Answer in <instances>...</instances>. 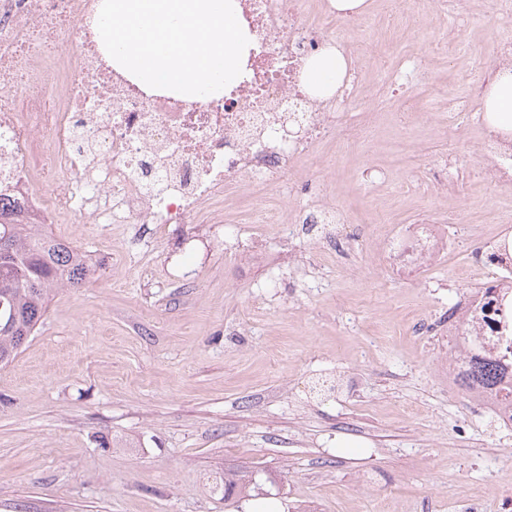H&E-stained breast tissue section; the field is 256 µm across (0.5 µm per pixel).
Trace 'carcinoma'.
Segmentation results:
<instances>
[{"label": "carcinoma", "instance_id": "carcinoma-1", "mask_svg": "<svg viewBox=\"0 0 512 512\" xmlns=\"http://www.w3.org/2000/svg\"><path fill=\"white\" fill-rule=\"evenodd\" d=\"M0 208V366L11 362L44 317L59 288H79L91 279L97 265L70 244L46 234L40 224H7ZM469 390L501 382L497 365L473 361L458 377ZM249 484L235 473L224 474V495H244Z\"/></svg>", "mask_w": 512, "mask_h": 512}]
</instances>
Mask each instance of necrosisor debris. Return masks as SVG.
<instances>
[{
	"instance_id": "4bbe7bcc",
	"label": "necrosis or debris",
	"mask_w": 512,
	"mask_h": 512,
	"mask_svg": "<svg viewBox=\"0 0 512 512\" xmlns=\"http://www.w3.org/2000/svg\"><path fill=\"white\" fill-rule=\"evenodd\" d=\"M102 0H0V204L24 224H220L224 195L239 185L260 194L292 181L300 224L333 225L344 213L326 185L306 175L323 141L351 146L366 133L348 114L373 116L379 100L320 98L301 84L307 59L338 47L364 25L337 17L329 0H235L249 37L244 67L223 93L187 97L153 89L116 68L98 31ZM512 67V40L473 57V80L448 96L441 124L459 133L479 121L477 102ZM478 175L512 178V142L484 136ZM398 270L436 263L448 251L439 224H410L382 239ZM448 333L461 358L512 369V263L470 295Z\"/></svg>"
}]
</instances>
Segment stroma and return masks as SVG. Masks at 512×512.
<instances>
[{"label":"stroma","instance_id":"35a3bbf8","mask_svg":"<svg viewBox=\"0 0 512 512\" xmlns=\"http://www.w3.org/2000/svg\"><path fill=\"white\" fill-rule=\"evenodd\" d=\"M459 7L435 0L418 34L368 0L360 98L381 94L377 65L430 64L368 139L322 147L340 251L275 226L255 242L256 205L237 193L220 224L47 225L98 271L0 367V512H512V427L443 369V323L494 277L487 241L512 235V184L473 173L480 129L461 145L436 120L472 56L507 36L489 0L457 29ZM409 99L429 120L397 149ZM422 218L446 225L448 252L398 272L381 238ZM228 472L254 487L236 505Z\"/></svg>","mask_w":512,"mask_h":512}]
</instances>
